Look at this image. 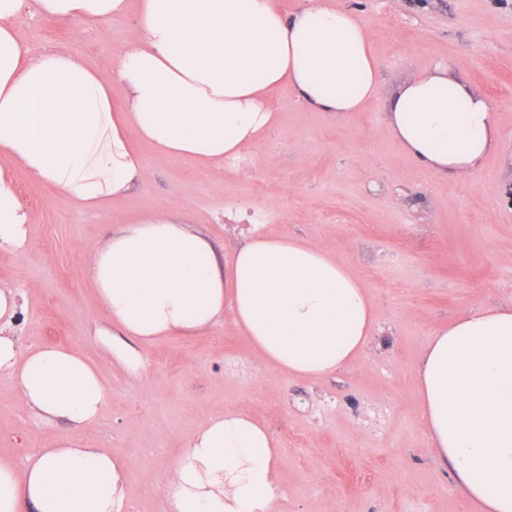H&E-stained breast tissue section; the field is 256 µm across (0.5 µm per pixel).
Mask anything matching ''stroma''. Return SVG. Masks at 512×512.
<instances>
[{"label":"stroma","instance_id":"obj_1","mask_svg":"<svg viewBox=\"0 0 512 512\" xmlns=\"http://www.w3.org/2000/svg\"><path fill=\"white\" fill-rule=\"evenodd\" d=\"M357 11L385 69L379 94L335 120L288 90L272 97L278 124L242 161L179 162L136 143L149 176L103 208L60 199L13 168L31 212L25 253L0 249V283L27 312L25 346L81 347L101 364L110 398L83 435L126 469L124 512H166L162 487L190 434L236 407L262 422L283 467L277 512H476L433 457L415 393L422 347L459 315L512 299V0H334ZM138 16L50 24L27 15L32 53L61 50L109 68ZM450 63L489 100L499 151L462 179H443L393 140L385 104L407 76ZM162 200L191 230L230 252L249 224L326 246L366 285L381 319L369 349L336 373L302 379L266 363L224 320L199 336L145 347L138 373L112 361L92 333L103 316L86 280L83 247ZM65 425L34 424L0 376V456L50 447Z\"/></svg>","mask_w":512,"mask_h":512}]
</instances>
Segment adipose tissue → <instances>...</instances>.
<instances>
[{"label":"adipose tissue","mask_w":512,"mask_h":512,"mask_svg":"<svg viewBox=\"0 0 512 512\" xmlns=\"http://www.w3.org/2000/svg\"><path fill=\"white\" fill-rule=\"evenodd\" d=\"M128 0H0V247L25 252L31 215L11 171L95 209L144 181L138 137L177 160L221 165L258 146L285 88L341 118L376 97L383 66L357 14L326 0L283 12L277 0H140L137 36L112 70L64 51L39 54L16 33L123 15ZM394 140L441 177L464 178L501 145L485 97L438 65L394 90ZM87 277L106 319L94 339L140 369L142 346L197 336L231 316L257 354L290 376L320 378L359 358L380 320L355 272L319 244L253 229L217 256L166 203L86 244ZM24 308L0 285V375L36 422L72 433L23 463L0 458V512H118L124 469L80 431L107 403L101 367L80 347L22 346ZM436 459L477 512H512V302L464 313L436 331L414 368ZM281 459L258 421L233 407L190 436L164 487L168 512H276Z\"/></svg>","instance_id":"1"}]
</instances>
